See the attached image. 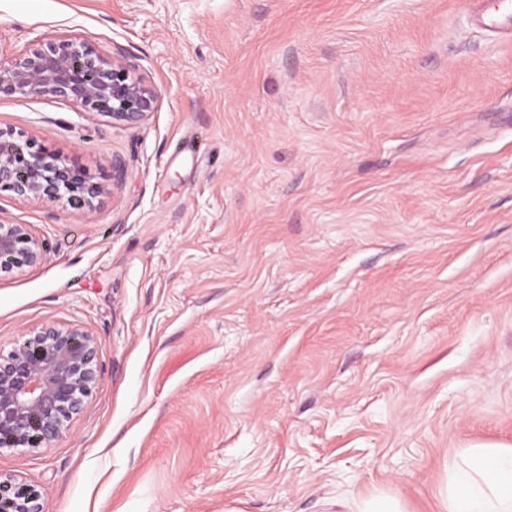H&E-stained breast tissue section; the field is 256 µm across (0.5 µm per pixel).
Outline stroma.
<instances>
[{"label": "stroma", "instance_id": "stroma-1", "mask_svg": "<svg viewBox=\"0 0 512 512\" xmlns=\"http://www.w3.org/2000/svg\"><path fill=\"white\" fill-rule=\"evenodd\" d=\"M475 0H0V55L74 34L159 92L136 124L0 98L101 192L0 195V355L96 341L51 445L0 450L43 512H436L512 445V42ZM38 257L35 243L21 225L0 222V271L21 260L34 261ZM352 512H406L400 500L392 495L381 494L362 503L354 502Z\"/></svg>", "mask_w": 512, "mask_h": 512}]
</instances>
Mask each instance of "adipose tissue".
<instances>
[{"label": "adipose tissue", "mask_w": 512, "mask_h": 512, "mask_svg": "<svg viewBox=\"0 0 512 512\" xmlns=\"http://www.w3.org/2000/svg\"><path fill=\"white\" fill-rule=\"evenodd\" d=\"M438 512H512V448H471L449 463Z\"/></svg>", "instance_id": "ef3b65f1"}]
</instances>
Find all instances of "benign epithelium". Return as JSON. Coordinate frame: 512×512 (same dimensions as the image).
<instances>
[{"mask_svg": "<svg viewBox=\"0 0 512 512\" xmlns=\"http://www.w3.org/2000/svg\"><path fill=\"white\" fill-rule=\"evenodd\" d=\"M134 69L124 58L109 60L86 42L60 35L16 56H0V97L61 98L88 113L137 122L154 111L158 93L133 76ZM18 140L14 131L0 128V193L92 207L100 188L85 173L32 140ZM37 257L20 225L0 222V271ZM94 359L88 332L56 324L0 356V447L42 448L59 439L91 392ZM0 512H42L39 495L0 473Z\"/></svg>", "mask_w": 512, "mask_h": 512, "instance_id": "obj_1", "label": "benign epithelium"}]
</instances>
